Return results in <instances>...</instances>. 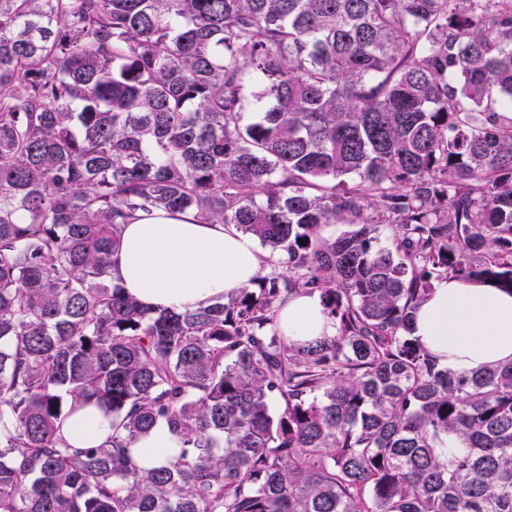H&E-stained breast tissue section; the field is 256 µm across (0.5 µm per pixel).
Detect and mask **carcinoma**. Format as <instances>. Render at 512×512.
I'll list each match as a JSON object with an SVG mask.
<instances>
[{
    "mask_svg": "<svg viewBox=\"0 0 512 512\" xmlns=\"http://www.w3.org/2000/svg\"><path fill=\"white\" fill-rule=\"evenodd\" d=\"M503 112L512 0H0V512H512V363L411 336L442 277L512 291ZM158 210L269 254L147 310L109 268ZM278 327L288 343L300 344L333 336L336 328L326 316L317 296L296 294L280 310ZM64 432L75 448L100 443L112 433V416L89 406L68 421ZM179 447L165 424L156 425L151 432L133 445L134 452L149 465L161 463L170 448Z\"/></svg>",
    "mask_w": 512,
    "mask_h": 512,
    "instance_id": "cac0c4a2",
    "label": "carcinoma"
}]
</instances>
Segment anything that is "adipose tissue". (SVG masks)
Returning a JSON list of instances; mask_svg holds the SVG:
<instances>
[{"mask_svg": "<svg viewBox=\"0 0 512 512\" xmlns=\"http://www.w3.org/2000/svg\"><path fill=\"white\" fill-rule=\"evenodd\" d=\"M261 253L231 224H192L165 211L125 225L110 277L147 308L185 311L209 305L247 286ZM278 327L288 342L334 335L318 297L292 296ZM412 334L439 362L468 373L492 362H512V294L487 283L443 278L415 313ZM64 432L74 447L103 441L112 418L90 406Z\"/></svg>", "mask_w": 512, "mask_h": 512, "instance_id": "obj_1", "label": "adipose tissue"}]
</instances>
